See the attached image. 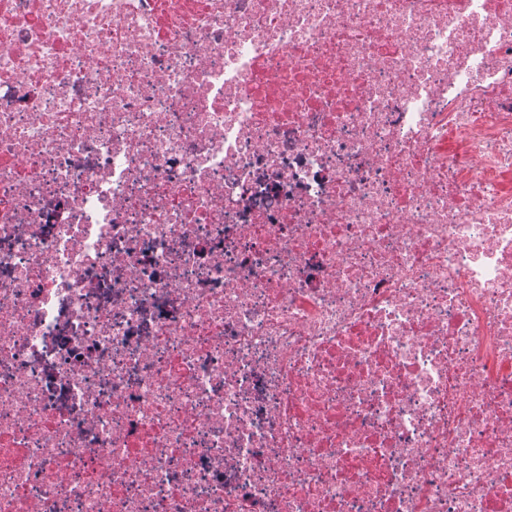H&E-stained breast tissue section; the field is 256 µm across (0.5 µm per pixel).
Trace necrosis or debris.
Returning a JSON list of instances; mask_svg holds the SVG:
<instances>
[{"label":"necrosis or debris","instance_id":"necrosis-or-debris-1","mask_svg":"<svg viewBox=\"0 0 512 512\" xmlns=\"http://www.w3.org/2000/svg\"><path fill=\"white\" fill-rule=\"evenodd\" d=\"M0 512H512V0H0Z\"/></svg>","mask_w":512,"mask_h":512}]
</instances>
